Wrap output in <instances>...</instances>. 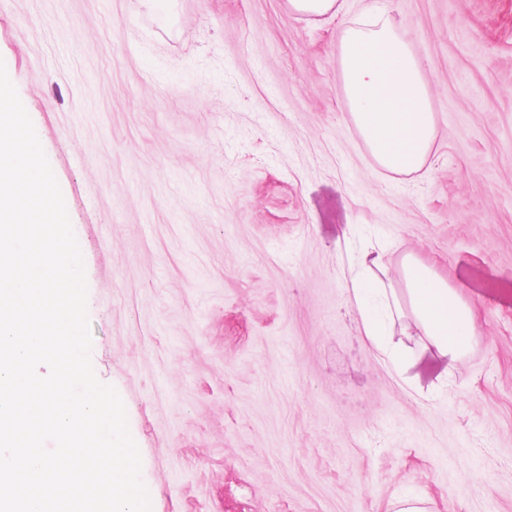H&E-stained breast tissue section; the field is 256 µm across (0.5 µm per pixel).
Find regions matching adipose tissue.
I'll use <instances>...</instances> for the list:
<instances>
[{"instance_id": "adipose-tissue-1", "label": "adipose tissue", "mask_w": 512, "mask_h": 512, "mask_svg": "<svg viewBox=\"0 0 512 512\" xmlns=\"http://www.w3.org/2000/svg\"><path fill=\"white\" fill-rule=\"evenodd\" d=\"M340 91L351 118L377 163L394 173L420 170L428 160L436 127L422 63L406 36L385 12L364 26L340 31ZM384 252L363 258L346 279L362 336L383 348L387 336L416 341L420 355L452 373L465 358L477 319L457 288L414 256L402 261L403 288L383 279Z\"/></svg>"}]
</instances>
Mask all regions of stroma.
<instances>
[{"label":"stroma","mask_w":512,"mask_h":512,"mask_svg":"<svg viewBox=\"0 0 512 512\" xmlns=\"http://www.w3.org/2000/svg\"><path fill=\"white\" fill-rule=\"evenodd\" d=\"M392 15L437 135L379 168L337 35ZM0 60L83 256L91 360L151 512H512V0H0ZM414 254L478 314L466 362L393 371L345 277ZM291 12L308 15L317 19L327 14H338L342 9L339 0H289Z\"/></svg>","instance_id":"stroma-1"}]
</instances>
